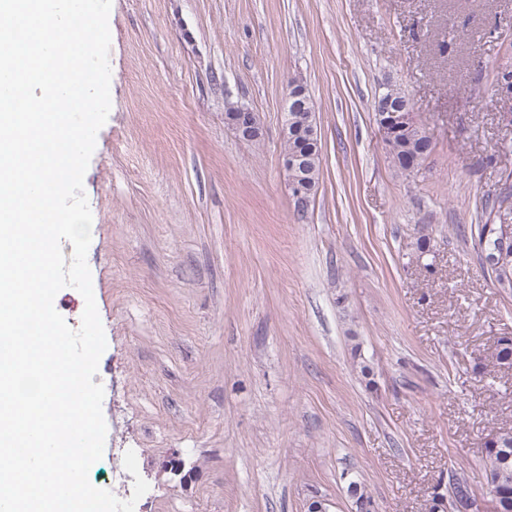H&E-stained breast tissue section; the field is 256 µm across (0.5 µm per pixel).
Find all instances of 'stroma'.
<instances>
[{"label": "stroma", "mask_w": 512, "mask_h": 512, "mask_svg": "<svg viewBox=\"0 0 512 512\" xmlns=\"http://www.w3.org/2000/svg\"><path fill=\"white\" fill-rule=\"evenodd\" d=\"M108 25L112 105L83 181L107 340L90 482L142 477L137 512H354L353 481L377 512H426L457 470L489 502L512 289L471 229L512 223V98L492 93L512 0H112ZM291 76L322 145L304 215L281 160ZM389 86L435 142L409 177L372 109ZM228 101L259 113L262 145L225 125Z\"/></svg>", "instance_id": "obj_1"}]
</instances>
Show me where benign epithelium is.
Instances as JSON below:
<instances>
[{
  "mask_svg": "<svg viewBox=\"0 0 512 512\" xmlns=\"http://www.w3.org/2000/svg\"><path fill=\"white\" fill-rule=\"evenodd\" d=\"M375 112L381 139L387 145L398 133L416 125L410 100L396 88L389 87L379 96ZM224 120L243 140L254 145L263 143L264 125L249 107L225 102ZM282 140L288 143V150L282 153V166L292 196L303 208L313 193L310 159L320 134L317 121L311 118L306 85L296 76L288 79ZM436 507L438 512H483L473 497L453 492L447 496L436 494Z\"/></svg>",
  "mask_w": 512,
  "mask_h": 512,
  "instance_id": "1",
  "label": "benign epithelium"
}]
</instances>
